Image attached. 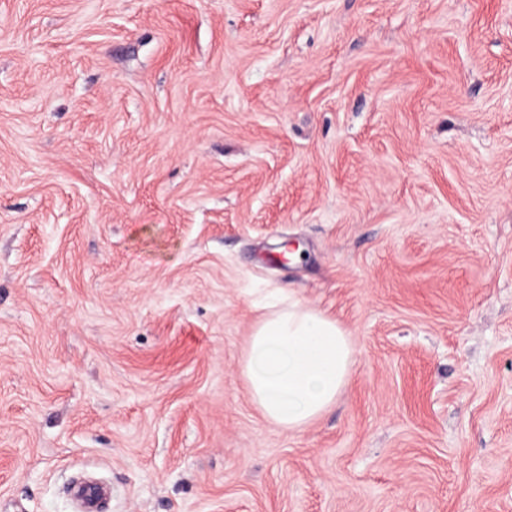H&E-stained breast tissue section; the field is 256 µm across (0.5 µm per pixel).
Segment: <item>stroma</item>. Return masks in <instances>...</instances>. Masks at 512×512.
I'll return each mask as SVG.
<instances>
[{
    "mask_svg": "<svg viewBox=\"0 0 512 512\" xmlns=\"http://www.w3.org/2000/svg\"><path fill=\"white\" fill-rule=\"evenodd\" d=\"M295 297L347 390L240 361ZM512 512V0H0V512ZM354 352L335 318L295 300L255 322L241 370L264 419L296 431L316 422L348 387ZM76 493L81 501L83 511L98 512L101 511L99 503L106 495L107 491L97 485H84L78 487Z\"/></svg>",
    "mask_w": 512,
    "mask_h": 512,
    "instance_id": "stroma-1",
    "label": "stroma"
}]
</instances>
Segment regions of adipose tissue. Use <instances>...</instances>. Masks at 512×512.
Here are the masks:
<instances>
[{
	"label": "adipose tissue",
	"mask_w": 512,
	"mask_h": 512,
	"mask_svg": "<svg viewBox=\"0 0 512 512\" xmlns=\"http://www.w3.org/2000/svg\"><path fill=\"white\" fill-rule=\"evenodd\" d=\"M354 352L335 318L295 300L255 322L241 370L264 419L296 431L316 422L348 387Z\"/></svg>",
	"instance_id": "adipose-tissue-1"
}]
</instances>
